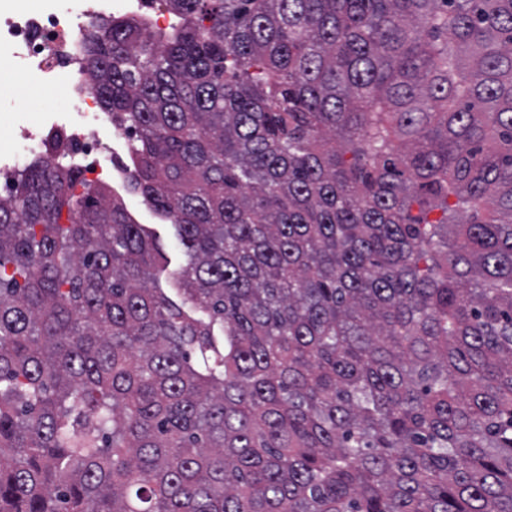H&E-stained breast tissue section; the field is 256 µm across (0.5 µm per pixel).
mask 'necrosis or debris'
I'll return each mask as SVG.
<instances>
[{
    "label": "necrosis or debris",
    "instance_id": "obj_1",
    "mask_svg": "<svg viewBox=\"0 0 512 512\" xmlns=\"http://www.w3.org/2000/svg\"><path fill=\"white\" fill-rule=\"evenodd\" d=\"M111 10V0H0V64L17 67L21 78L45 89L65 88L68 99L66 114L47 122L40 133L22 132L0 144V155L11 166L41 156L48 141L61 136L71 143L70 157L86 183L126 184L129 167L105 145L123 132L100 107L83 59L85 32Z\"/></svg>",
    "mask_w": 512,
    "mask_h": 512
}]
</instances>
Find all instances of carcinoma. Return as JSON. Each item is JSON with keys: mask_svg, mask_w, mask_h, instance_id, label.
Instances as JSON below:
<instances>
[{"mask_svg": "<svg viewBox=\"0 0 512 512\" xmlns=\"http://www.w3.org/2000/svg\"><path fill=\"white\" fill-rule=\"evenodd\" d=\"M163 2L84 62L185 264L8 180L0 512H512V0Z\"/></svg>", "mask_w": 512, "mask_h": 512, "instance_id": "1", "label": "carcinoma"}]
</instances>
